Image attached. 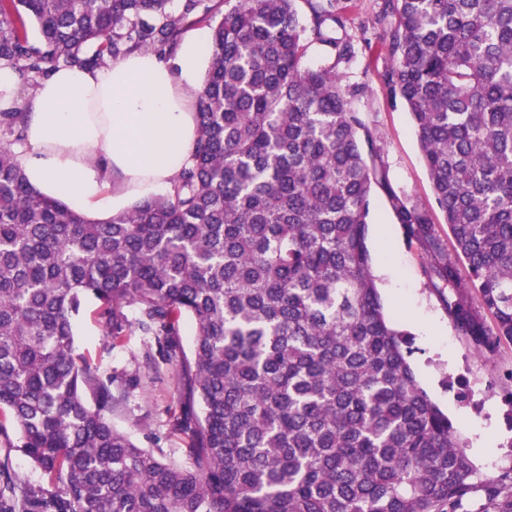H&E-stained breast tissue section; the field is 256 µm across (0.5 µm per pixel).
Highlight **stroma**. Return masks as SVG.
I'll return each mask as SVG.
<instances>
[{
    "mask_svg": "<svg viewBox=\"0 0 512 512\" xmlns=\"http://www.w3.org/2000/svg\"><path fill=\"white\" fill-rule=\"evenodd\" d=\"M382 0H336L348 35L356 47L354 59L339 64L343 85H367L365 94L352 100L376 145L390 189L411 204L429 211L440 235L448 226L435 204L412 118L401 101L391 97L383 80L390 59L373 40L372 23ZM369 248L377 285L389 312L403 329L412 333L415 353L411 366L421 386L457 427L469 437L473 425L488 428L487 455L474 456L479 473L489 466L512 465V422L506 418L512 389L507 373L512 370V343H502L495 354L476 353L459 335L424 273L425 258L417 243L407 240L397 224L384 191H377L369 226ZM394 277H387L385 268ZM86 304L75 322L77 353L113 377L125 396L112 414L115 426L143 448L154 449L167 459L187 460V435L169 427L172 414L186 407L188 385L175 365L159 355L151 337L132 330L121 343L111 344ZM464 380L471 393L469 403L457 398L449 380Z\"/></svg>",
    "mask_w": 512,
    "mask_h": 512,
    "instance_id": "35a3bbf8",
    "label": "stroma"
}]
</instances>
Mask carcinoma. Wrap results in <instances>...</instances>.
Masks as SVG:
<instances>
[{"mask_svg":"<svg viewBox=\"0 0 512 512\" xmlns=\"http://www.w3.org/2000/svg\"><path fill=\"white\" fill-rule=\"evenodd\" d=\"M201 23L194 163L107 222L29 185L26 112H0V438L44 477L0 456V512H512V466L478 473L376 287L387 181L350 107L366 87L335 70L354 46L334 0H0V65L35 85L164 55ZM375 24L454 253L428 211L390 206L455 328L493 353L512 342V0H382ZM313 44L333 64L306 65ZM89 300L112 343L135 324L179 366L201 407L172 423L190 465L112 423L111 379L75 352Z\"/></svg>","mask_w":512,"mask_h":512,"instance_id":"cac0c4a2","label":"carcinoma"}]
</instances>
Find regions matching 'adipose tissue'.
I'll return each instance as SVG.
<instances>
[{"label":"adipose tissue","instance_id":"ef3b65f1","mask_svg":"<svg viewBox=\"0 0 512 512\" xmlns=\"http://www.w3.org/2000/svg\"><path fill=\"white\" fill-rule=\"evenodd\" d=\"M209 42L189 29L164 57L142 50L42 77L24 103L17 151L30 186L99 222L168 190L193 163V95L210 65Z\"/></svg>","mask_w":512,"mask_h":512}]
</instances>
